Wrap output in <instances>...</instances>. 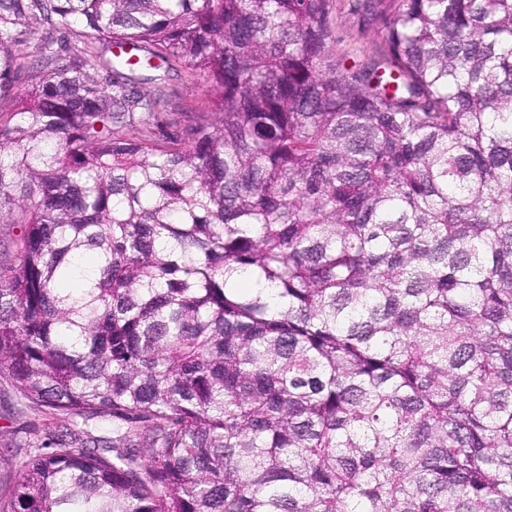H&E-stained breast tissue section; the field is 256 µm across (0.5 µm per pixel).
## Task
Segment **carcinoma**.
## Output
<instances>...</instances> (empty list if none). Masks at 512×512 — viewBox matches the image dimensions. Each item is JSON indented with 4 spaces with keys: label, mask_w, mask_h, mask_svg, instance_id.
<instances>
[{
    "label": "carcinoma",
    "mask_w": 512,
    "mask_h": 512,
    "mask_svg": "<svg viewBox=\"0 0 512 512\" xmlns=\"http://www.w3.org/2000/svg\"><path fill=\"white\" fill-rule=\"evenodd\" d=\"M337 2L0 0V512H512V0ZM347 4L346 0L340 2V11L333 28L334 37L342 51L349 52L354 57L366 56L379 44V36L373 29L360 33L358 20L349 14ZM171 84L180 93V100H177L179 103L192 107L197 112H201L205 119L210 122L213 121L214 116L211 113L209 98L206 95L208 82L204 75H197L191 81L174 76ZM20 226L0 223V261L13 262L18 251ZM18 401L16 390L0 378V452L5 456L14 448L26 447L34 429L44 435L63 423L37 410L21 411Z\"/></svg>",
    "instance_id": "obj_1"
}]
</instances>
